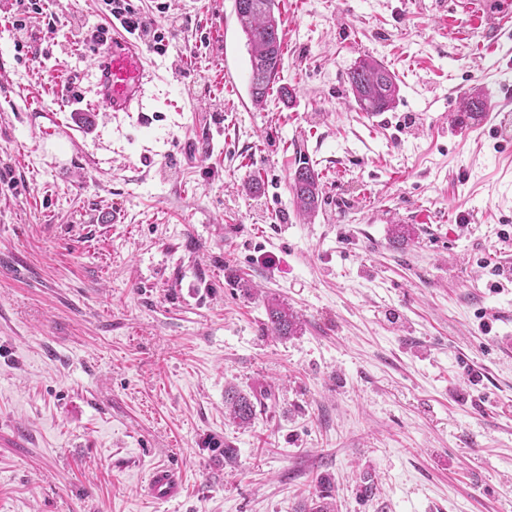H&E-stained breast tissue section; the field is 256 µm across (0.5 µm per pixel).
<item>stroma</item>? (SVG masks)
Masks as SVG:
<instances>
[{"instance_id":"1","label":"stroma","mask_w":512,"mask_h":512,"mask_svg":"<svg viewBox=\"0 0 512 512\" xmlns=\"http://www.w3.org/2000/svg\"><path fill=\"white\" fill-rule=\"evenodd\" d=\"M279 2L258 107L233 0H140L182 28L147 112L87 128L100 0H47L21 49L0 0V512H307L323 476L334 512H512V24ZM365 57L399 85L377 115L346 80ZM267 292L298 336L266 331ZM229 386L267 391L249 428ZM156 466L180 498L145 492ZM290 188L302 212L314 213L321 204L322 189L319 175L306 162L295 170Z\"/></svg>"}]
</instances>
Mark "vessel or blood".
<instances>
[{
	"mask_svg": "<svg viewBox=\"0 0 512 512\" xmlns=\"http://www.w3.org/2000/svg\"><path fill=\"white\" fill-rule=\"evenodd\" d=\"M455 9L474 28L485 31L496 30L512 19V10L501 0H456ZM90 68L95 79L88 106L90 120H97L103 112L145 111L146 87L154 72L143 38L113 28L111 37L94 51ZM148 486L163 500L176 498L181 492L180 481L167 467L153 470Z\"/></svg>",
	"mask_w": 512,
	"mask_h": 512,
	"instance_id": "b4317fda",
	"label": "vessel or blood"
}]
</instances>
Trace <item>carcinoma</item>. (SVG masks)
I'll return each mask as SVG.
<instances>
[{"label":"carcinoma","mask_w":512,"mask_h":512,"mask_svg":"<svg viewBox=\"0 0 512 512\" xmlns=\"http://www.w3.org/2000/svg\"><path fill=\"white\" fill-rule=\"evenodd\" d=\"M235 13L250 57L249 95L260 103L279 80L277 62L283 56L279 0H235ZM347 83L363 112H386L398 97L395 76L371 58L360 60L347 72ZM290 188L302 212L313 213L321 204L319 174L307 163L297 167ZM265 310L268 332L279 338L297 334L298 317L286 304L271 298ZM258 403L257 393L228 388L224 391V418L246 428L255 419Z\"/></svg>","instance_id":"obj_1"}]
</instances>
